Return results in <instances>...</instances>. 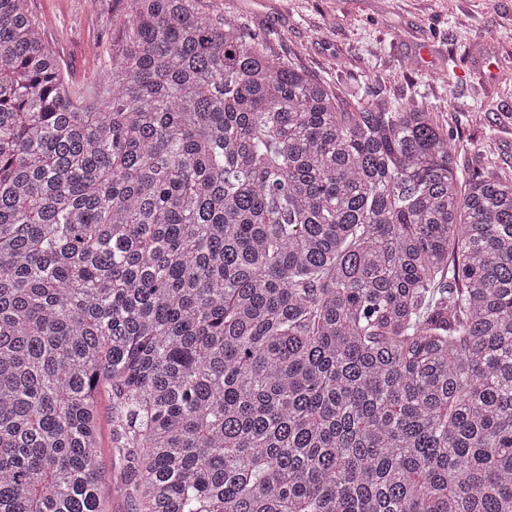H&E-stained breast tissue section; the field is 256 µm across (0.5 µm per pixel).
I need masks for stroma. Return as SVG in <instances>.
<instances>
[{
  "label": "stroma",
  "mask_w": 512,
  "mask_h": 512,
  "mask_svg": "<svg viewBox=\"0 0 512 512\" xmlns=\"http://www.w3.org/2000/svg\"><path fill=\"white\" fill-rule=\"evenodd\" d=\"M237 20L267 53L341 99L372 90L432 108L458 170L512 180V0H200ZM70 85L100 92L129 0H28ZM101 512H132L112 432V389L97 400Z\"/></svg>",
  "instance_id": "obj_1"
}]
</instances>
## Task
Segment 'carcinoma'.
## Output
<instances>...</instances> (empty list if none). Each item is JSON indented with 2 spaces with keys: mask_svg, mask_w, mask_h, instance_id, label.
Listing matches in <instances>:
<instances>
[{
  "mask_svg": "<svg viewBox=\"0 0 512 512\" xmlns=\"http://www.w3.org/2000/svg\"><path fill=\"white\" fill-rule=\"evenodd\" d=\"M130 0L91 102L0 0V512H512V181L434 113ZM99 431L97 475L101 489V512H132L134 508L121 484L122 460L112 432V388L102 386L97 400Z\"/></svg>",
  "mask_w": 512,
  "mask_h": 512,
  "instance_id": "cac0c4a2",
  "label": "carcinoma"
}]
</instances>
